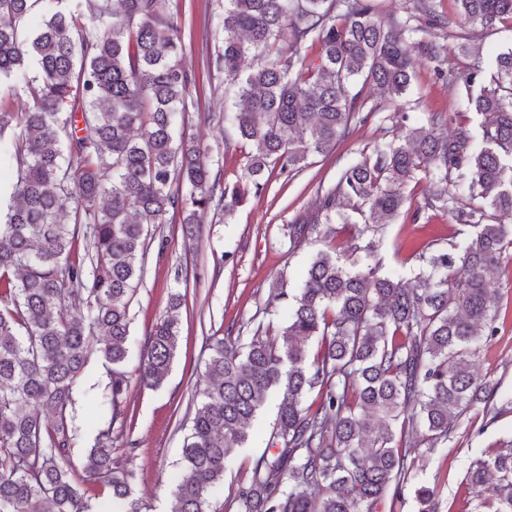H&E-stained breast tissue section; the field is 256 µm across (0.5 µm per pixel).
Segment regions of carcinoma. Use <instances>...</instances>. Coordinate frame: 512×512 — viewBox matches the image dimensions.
Masks as SVG:
<instances>
[{
    "label": "carcinoma",
    "instance_id": "1",
    "mask_svg": "<svg viewBox=\"0 0 512 512\" xmlns=\"http://www.w3.org/2000/svg\"><path fill=\"white\" fill-rule=\"evenodd\" d=\"M453 2L451 14L413 0L412 14L382 17L377 0H224L211 59L237 86L224 142L250 151L218 193L194 141L174 138L193 100L166 0H0V79L36 64L22 86L0 90V160L16 173L0 207V512H143L132 472L115 466L112 424L127 416L129 307L152 228L171 209L192 237L213 207L230 219L272 178L348 141L373 91L394 110L392 139L288 224L293 248L322 225L334 244L311 258L295 294L275 289L271 319L247 346L209 338L173 512H212L233 450L273 397L269 448L238 488L237 512H377L462 415L490 407L476 357L498 333L492 284L512 249V48L490 68L464 57L470 27L512 30V0ZM414 18L429 37L413 38ZM445 29L457 44L439 40ZM248 56L258 64L244 74ZM416 56L464 92L480 137L459 111L423 124L400 109ZM451 123L454 134H441ZM423 178L432 188L412 221L443 211L470 233L425 244L408 284L369 258ZM185 297L172 294L146 334L144 386L169 374ZM94 350L109 373V419L78 468L75 394ZM465 479L475 512H512V444L472 460ZM415 496L418 512H439L435 488Z\"/></svg>",
    "mask_w": 512,
    "mask_h": 512
}]
</instances>
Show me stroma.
<instances>
[{"label":"stroma","instance_id":"obj_1","mask_svg":"<svg viewBox=\"0 0 512 512\" xmlns=\"http://www.w3.org/2000/svg\"><path fill=\"white\" fill-rule=\"evenodd\" d=\"M184 47L186 65L192 74L190 91L195 107L182 122L209 157L210 178L216 187L235 182L246 158L241 146L224 145V75L209 64L214 50L212 21L224 12V0H168ZM414 89L421 99L411 110L419 117L430 112H451L461 108L462 97L453 88L436 83L424 60H416ZM379 119H372L335 153L314 154L309 165L292 179L270 181L266 191L238 208L232 219L222 211L210 210L203 218L202 235L184 238L182 217L170 212L161 226L163 245H151L142 266L130 305V339L127 371H135L147 331L163 316L172 292L183 291L187 301L180 310L179 348L164 384L147 388L132 384L128 397L127 424L113 427L112 445L119 448V461L133 471L135 497L144 512H171V490L177 479L186 431L184 416L197 395L196 384L205 371L210 352L208 339L241 331L249 342L254 325L267 321L266 303L270 290L284 284L287 290L300 285V275L309 259L327 249L323 236L312 237L302 247H291L287 225L300 209L313 204L318 186L335 183L340 171L371 152L381 141ZM456 232L451 217L429 212L419 223L400 215L377 234L374 260L383 271L398 272L406 280L418 271L417 249L430 241L449 244ZM499 333L478 358V370L503 408L496 418L475 407L464 416L454 437L437 449L431 460L403 486L396 498H385L378 512H418L415 489L421 485L437 488L441 512H474L473 490L464 476L469 462L497 444L512 440V263H504L497 293ZM107 382L106 368L92 357L82 386L94 389V396L79 397L77 410L83 435L76 443L74 457H81L93 445L103 410L96 400ZM276 403L268 401L255 418L244 447L235 449L216 490L213 506L226 512L241 479L247 478L255 461L267 450L270 430L276 419Z\"/></svg>","mask_w":512,"mask_h":512}]
</instances>
